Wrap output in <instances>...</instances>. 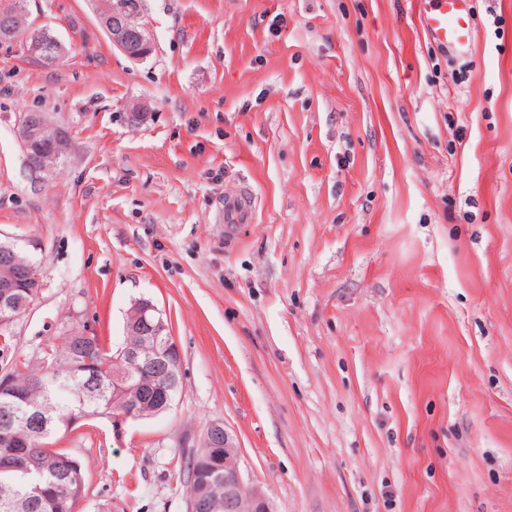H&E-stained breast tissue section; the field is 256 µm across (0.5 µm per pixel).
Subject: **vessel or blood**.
I'll use <instances>...</instances> for the list:
<instances>
[{
  "mask_svg": "<svg viewBox=\"0 0 512 512\" xmlns=\"http://www.w3.org/2000/svg\"><path fill=\"white\" fill-rule=\"evenodd\" d=\"M421 20L433 42L460 51L467 50L474 38L473 0H426ZM253 219V201L242 192L224 200L225 224H247Z\"/></svg>",
  "mask_w": 512,
  "mask_h": 512,
  "instance_id": "vessel-or-blood-1",
  "label": "vessel or blood"
}]
</instances>
